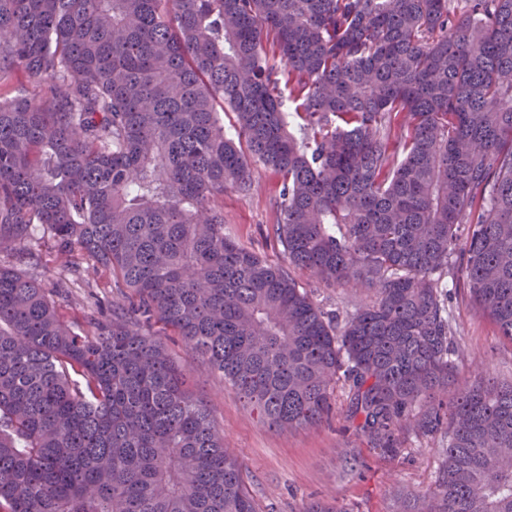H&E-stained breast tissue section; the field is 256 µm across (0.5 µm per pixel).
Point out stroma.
Masks as SVG:
<instances>
[{"instance_id":"35a3bbf8","label":"stroma","mask_w":512,"mask_h":512,"mask_svg":"<svg viewBox=\"0 0 512 512\" xmlns=\"http://www.w3.org/2000/svg\"><path fill=\"white\" fill-rule=\"evenodd\" d=\"M253 182L247 194L232 187L225 191L224 231L268 261L284 263L283 248L273 235L279 216L278 179L258 166ZM290 275L316 304L342 318L373 300L372 293L363 288L328 287L296 269ZM125 295L122 288L75 287L68 297L58 299L57 313L66 326L85 335L101 320L102 309L124 301ZM448 312L458 344L487 359L500 380H512V343L497 336L493 324L459 285L448 287ZM153 330L171 358L190 372V389L208 403L216 428L237 455L261 512H299L311 499L340 502L347 512H393L401 497H413L432 483L442 458L440 441L412 443L408 457L399 462L379 460L372 452L362 451V471L347 472L342 450L362 449L352 431L345 429L342 417L315 429H269L171 330L159 323Z\"/></svg>"}]
</instances>
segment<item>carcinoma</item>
Here are the masks:
<instances>
[{"mask_svg": "<svg viewBox=\"0 0 512 512\" xmlns=\"http://www.w3.org/2000/svg\"><path fill=\"white\" fill-rule=\"evenodd\" d=\"M18 72L0 512H259L155 323L270 428L341 413L387 461L440 439L418 512H512V382L462 372L444 292L461 282L512 342V0H0V84ZM255 165L280 182L285 267L224 235V189L250 192ZM37 227L130 290L93 333L27 271ZM290 266L376 300L340 327Z\"/></svg>", "mask_w": 512, "mask_h": 512, "instance_id": "1", "label": "carcinoma"}]
</instances>
